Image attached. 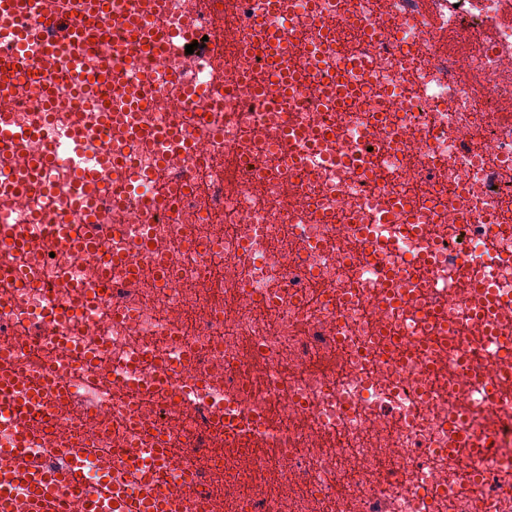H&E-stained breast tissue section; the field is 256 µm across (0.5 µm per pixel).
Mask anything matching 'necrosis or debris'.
Returning <instances> with one entry per match:
<instances>
[{
    "instance_id": "obj_1",
    "label": "necrosis or debris",
    "mask_w": 512,
    "mask_h": 512,
    "mask_svg": "<svg viewBox=\"0 0 512 512\" xmlns=\"http://www.w3.org/2000/svg\"><path fill=\"white\" fill-rule=\"evenodd\" d=\"M265 4L165 0L194 52L127 47L144 97L128 118L182 131L169 150L113 134L91 103L0 147V335L27 342L0 369L51 375L56 412L29 417L49 441L30 464L60 465L55 443L83 434L99 489L117 447L173 430L171 464L192 456L210 512H512V0ZM269 25L303 74L277 100L257 92ZM124 37L116 7L95 52L27 64L0 112L39 124L38 85L94 70ZM163 69L176 80L156 83ZM287 122L334 135L299 145L297 165L278 147ZM51 148L40 188L4 189ZM83 171L125 191L92 224L74 203ZM63 221L98 256L63 248ZM228 414L269 426L229 448Z\"/></svg>"
}]
</instances>
